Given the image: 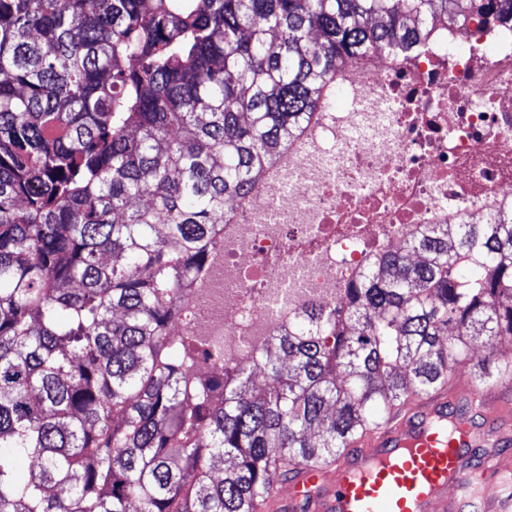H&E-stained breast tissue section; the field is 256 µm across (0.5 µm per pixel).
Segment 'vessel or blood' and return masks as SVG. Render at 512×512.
Here are the masks:
<instances>
[{"instance_id":"1","label":"vessel or blood","mask_w":512,"mask_h":512,"mask_svg":"<svg viewBox=\"0 0 512 512\" xmlns=\"http://www.w3.org/2000/svg\"><path fill=\"white\" fill-rule=\"evenodd\" d=\"M512 404L466 379L414 410L388 418L327 466L303 467L288 494L260 512H512V465L475 472L465 464L474 436L490 439Z\"/></svg>"}]
</instances>
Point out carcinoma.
<instances>
[{"mask_svg":"<svg viewBox=\"0 0 512 512\" xmlns=\"http://www.w3.org/2000/svg\"><path fill=\"white\" fill-rule=\"evenodd\" d=\"M490 14L512 0H0V512H254L271 474L335 462L512 339V207L427 224L304 306L257 352L265 390L193 378L215 354L168 337L227 200L342 61Z\"/></svg>","mask_w":512,"mask_h":512,"instance_id":"obj_1","label":"carcinoma"}]
</instances>
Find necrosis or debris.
Returning <instances> with one entry per match:
<instances>
[{"label":"necrosis or debris","instance_id":"necrosis-or-debris-1","mask_svg":"<svg viewBox=\"0 0 512 512\" xmlns=\"http://www.w3.org/2000/svg\"><path fill=\"white\" fill-rule=\"evenodd\" d=\"M343 110L313 126L225 211L170 329L249 366L308 302L339 306L372 256L425 224L512 203V23L471 20L407 52L341 65Z\"/></svg>","mask_w":512,"mask_h":512}]
</instances>
